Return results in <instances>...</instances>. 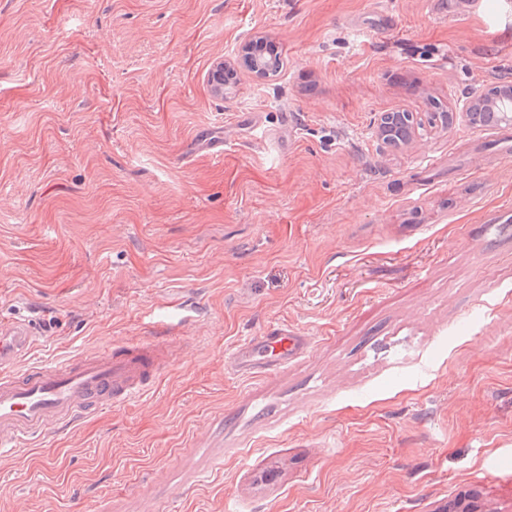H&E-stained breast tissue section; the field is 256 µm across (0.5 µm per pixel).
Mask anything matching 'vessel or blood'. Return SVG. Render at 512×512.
<instances>
[{
  "label": "vessel or blood",
  "mask_w": 512,
  "mask_h": 512,
  "mask_svg": "<svg viewBox=\"0 0 512 512\" xmlns=\"http://www.w3.org/2000/svg\"><path fill=\"white\" fill-rule=\"evenodd\" d=\"M38 332L26 320H0V455L19 452L23 441L74 425L90 414L142 397L158 378L169 354L164 331L133 336L96 357L77 354L36 361ZM310 346V338L276 327L239 343L229 365L244 376L270 364H288Z\"/></svg>",
  "instance_id": "b4317fda"
}]
</instances>
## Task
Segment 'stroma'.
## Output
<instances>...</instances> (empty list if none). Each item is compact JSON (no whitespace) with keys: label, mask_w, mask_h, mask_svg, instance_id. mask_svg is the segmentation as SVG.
I'll return each mask as SVG.
<instances>
[{"label":"stroma","mask_w":512,"mask_h":512,"mask_svg":"<svg viewBox=\"0 0 512 512\" xmlns=\"http://www.w3.org/2000/svg\"><path fill=\"white\" fill-rule=\"evenodd\" d=\"M510 82L512 0H0V316L50 360L195 313L142 398L0 457V512H512V156L463 108ZM310 346V337L288 328L276 327L263 336H252L231 353V369L243 376L261 373L269 364L286 365Z\"/></svg>","instance_id":"obj_1"}]
</instances>
